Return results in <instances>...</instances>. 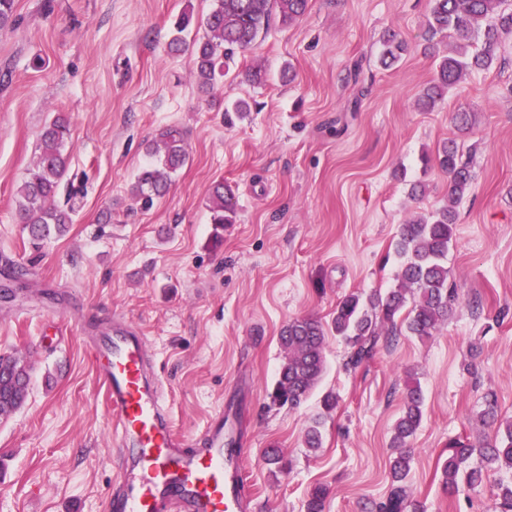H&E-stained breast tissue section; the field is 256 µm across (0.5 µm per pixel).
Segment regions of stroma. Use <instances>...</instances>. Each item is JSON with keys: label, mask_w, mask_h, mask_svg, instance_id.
Instances as JSON below:
<instances>
[{"label": "stroma", "mask_w": 512, "mask_h": 512, "mask_svg": "<svg viewBox=\"0 0 512 512\" xmlns=\"http://www.w3.org/2000/svg\"><path fill=\"white\" fill-rule=\"evenodd\" d=\"M214 0H15L14 28L0 30V273L27 269V286L0 301V354L32 366L26 405L0 419V512H106L117 475L114 429L86 342L124 319L147 340L166 386L174 431L192 438L211 415L236 421L249 512H303L327 485L326 512H366L390 485L393 427L408 376L419 380L423 420L412 437L407 493L425 512H495L498 485L451 498L442 465L455 440L493 436L480 419L494 394L512 420V38L489 69L473 71L426 109L445 39L425 54L428 0H309L305 16L272 21L202 91L189 53L172 54L175 21L186 40ZM405 50L381 66L383 42ZM258 67L263 84L245 81ZM247 100L235 126L224 107ZM70 121L71 175L86 178L73 224L33 249L16 191L33 167L43 126ZM472 125L459 130L457 113ZM184 134L186 164L143 209L132 187L163 130ZM456 142L471 160L470 192L457 208L448 252L460 301L426 339L378 342L356 370L328 336L324 376L291 410L271 403L289 321L330 322L340 300L396 287L400 224L445 204L448 177L424 157ZM232 185L236 221L216 231L209 194ZM424 192L412 195L413 184ZM111 214L103 222V214ZM338 405L322 408L326 393ZM319 425L322 446L305 434ZM281 448L280 470L263 451Z\"/></svg>", "instance_id": "1"}]
</instances>
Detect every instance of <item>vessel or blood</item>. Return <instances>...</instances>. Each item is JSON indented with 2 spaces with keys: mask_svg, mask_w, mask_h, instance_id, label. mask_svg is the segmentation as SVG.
<instances>
[{
  "mask_svg": "<svg viewBox=\"0 0 512 512\" xmlns=\"http://www.w3.org/2000/svg\"><path fill=\"white\" fill-rule=\"evenodd\" d=\"M87 349L116 419L119 474L109 512H247L242 451L229 446L223 415L195 442L177 435L145 341L125 321L90 338Z\"/></svg>",
  "mask_w": 512,
  "mask_h": 512,
  "instance_id": "b4317fda",
  "label": "vessel or blood"
}]
</instances>
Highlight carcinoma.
<instances>
[{"label": "carcinoma", "instance_id": "1", "mask_svg": "<svg viewBox=\"0 0 512 512\" xmlns=\"http://www.w3.org/2000/svg\"><path fill=\"white\" fill-rule=\"evenodd\" d=\"M507 0H431L427 22L430 38L440 35L456 41L458 55L445 56L437 65L436 77L424 90L421 104L431 107L441 100L448 88L459 83L472 70H486L497 57L502 35H512V9ZM308 0H215V6L203 21L205 35L187 44L182 33L190 24L183 16L176 23L177 35L169 50L192 49L195 72L204 89L213 87L224 76V61L238 51L253 47L270 21L277 17L288 25L301 17ZM403 50L401 42L390 36L381 64L390 67ZM69 121L56 116L41 132L38 160L17 190L18 215L33 244L55 233L61 235L73 223L75 209L52 204L68 171L69 157L64 154L69 135ZM162 146L148 145L160 155V166L142 169L133 191L144 205L165 191L170 173L187 161L180 130L170 127L160 133ZM439 168L448 174L449 204L416 220L400 225L395 252L400 259L398 287L386 294H373L362 300L351 294L337 305L330 326L309 318H296L282 330L280 342L285 351L278 378L269 392L271 402L294 410L318 386L325 371L324 349L327 333L340 338L351 350L347 365L355 368L371 357L379 336L392 344L402 335L420 339L433 335L438 326L454 314L458 302L456 285L449 282L448 250L457 221L456 205L472 187L470 163L454 143L443 147ZM212 223L231 224L235 214L233 190L222 182L211 189ZM30 366L10 354L0 355V417L19 410L29 394ZM423 417V394L416 381H409L404 391V406L395 422L392 447L399 449L392 461V483L386 496L375 503V512H423L409 501L404 481L413 459L410 438ZM512 469V420L503 432L481 448L456 441L448 449L443 463V491L457 497L467 489L482 485L491 469ZM329 488L314 486L307 494L305 512H326Z\"/></svg>", "mask_w": 512, "mask_h": 512}]
</instances>
